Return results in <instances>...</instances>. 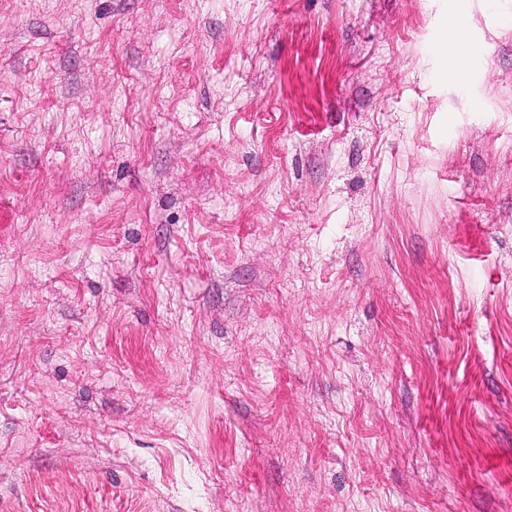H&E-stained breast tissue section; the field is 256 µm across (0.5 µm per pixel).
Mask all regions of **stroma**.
Segmentation results:
<instances>
[{"label":"stroma","mask_w":512,"mask_h":512,"mask_svg":"<svg viewBox=\"0 0 512 512\" xmlns=\"http://www.w3.org/2000/svg\"><path fill=\"white\" fill-rule=\"evenodd\" d=\"M1 206L0 512H512V0H0Z\"/></svg>","instance_id":"stroma-1"}]
</instances>
